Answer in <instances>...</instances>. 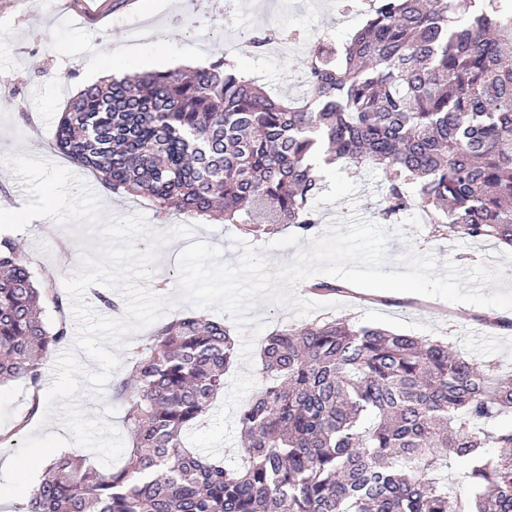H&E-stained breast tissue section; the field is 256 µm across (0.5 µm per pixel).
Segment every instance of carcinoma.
<instances>
[{"label":"carcinoma","mask_w":512,"mask_h":512,"mask_svg":"<svg viewBox=\"0 0 512 512\" xmlns=\"http://www.w3.org/2000/svg\"><path fill=\"white\" fill-rule=\"evenodd\" d=\"M512 0H371L344 51L302 60L299 103L257 88L230 56L84 87L56 131L60 153L114 193L146 196L164 221L302 234L337 162L386 175L393 224L418 198L427 223L458 238L512 244ZM62 307L19 245L0 238V383L33 388L18 427L39 413L42 361L67 340L42 305ZM236 356L230 328L198 315L161 326L112 395L130 404L133 446L101 471L63 453L28 512H512V373L421 340L315 319L263 349L265 385L239 414L247 462L231 468L185 446ZM454 458L458 496L441 479Z\"/></svg>","instance_id":"carcinoma-1"}]
</instances>
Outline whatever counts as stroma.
<instances>
[{
	"label": "stroma",
	"instance_id": "obj_1",
	"mask_svg": "<svg viewBox=\"0 0 512 512\" xmlns=\"http://www.w3.org/2000/svg\"><path fill=\"white\" fill-rule=\"evenodd\" d=\"M140 0H0V155L39 156L82 178L100 200L105 217L144 213L158 226L151 202L115 193L92 171L60 154L55 130L67 101L85 86L110 72L132 75L150 71L157 53H164L162 70L205 66L224 53L225 40L236 29L246 36L275 30L279 38L261 52L249 45L235 51L241 71L265 89L297 98L303 90L301 61L318 37L343 44L365 18L342 13L339 0H172L170 7L149 14ZM122 61H114L117 52ZM386 187L381 170L368 166L328 173L326 189L313 206L330 226L349 215V201L365 219L377 218ZM193 237L223 251L222 259H239L237 240L264 250L272 265L291 261L296 249H271L270 244L293 234L279 226L271 233L246 232L236 224L203 221L193 225ZM405 237L390 236L387 267L409 251L453 257L460 266L478 261L506 264L512 280V256L492 242L433 234L430 225L406 226ZM39 280L64 285L76 274L83 251L98 246V234L79 237L71 229L38 218L12 234ZM334 306L322 317L358 321L398 334L447 343L451 351L477 363H492L512 371V329L489 328L490 318L511 319L512 310L449 303L438 298L379 293L352 288L330 296Z\"/></svg>",
	"mask_w": 512,
	"mask_h": 512
}]
</instances>
